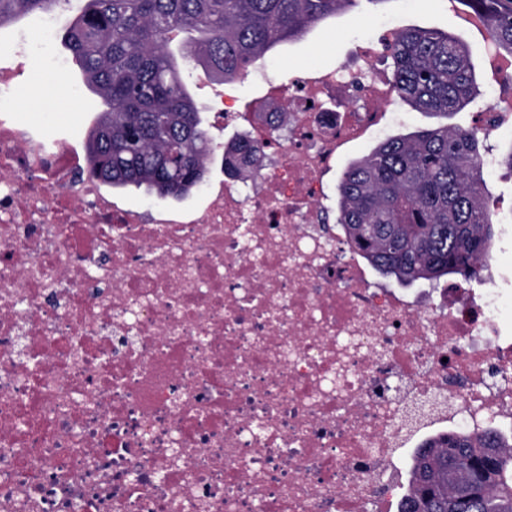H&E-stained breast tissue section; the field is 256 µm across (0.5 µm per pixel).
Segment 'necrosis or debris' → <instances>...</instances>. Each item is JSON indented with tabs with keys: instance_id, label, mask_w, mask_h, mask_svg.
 Wrapping results in <instances>:
<instances>
[{
	"instance_id": "obj_1",
	"label": "necrosis or debris",
	"mask_w": 512,
	"mask_h": 512,
	"mask_svg": "<svg viewBox=\"0 0 512 512\" xmlns=\"http://www.w3.org/2000/svg\"><path fill=\"white\" fill-rule=\"evenodd\" d=\"M397 30L249 111L217 92L257 156L184 208L104 192L0 65V512H391L415 440L512 427L502 289L386 288L325 219L395 122Z\"/></svg>"
}]
</instances>
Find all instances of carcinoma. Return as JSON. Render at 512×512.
Segmentation results:
<instances>
[{
	"mask_svg": "<svg viewBox=\"0 0 512 512\" xmlns=\"http://www.w3.org/2000/svg\"><path fill=\"white\" fill-rule=\"evenodd\" d=\"M62 0H0V17L47 14ZM355 0H83L61 37L107 111L90 134L87 173L116 187L146 186L161 200L198 186L216 152L183 78L193 61L231 83ZM480 9L495 52L512 57V0H455ZM399 99L448 116L477 90L465 45L432 28L403 27L387 48ZM256 149L224 150V173ZM482 143L440 125L389 137L349 163L337 186L336 223L374 270L403 284L448 275L481 281L495 208L485 196ZM412 489L400 512H512V451L490 431L448 434L416 453Z\"/></svg>",
	"mask_w": 512,
	"mask_h": 512,
	"instance_id": "carcinoma-1",
	"label": "carcinoma"
}]
</instances>
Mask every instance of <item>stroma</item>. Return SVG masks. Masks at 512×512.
Instances as JSON below:
<instances>
[{
    "label": "stroma",
    "mask_w": 512,
    "mask_h": 512,
    "mask_svg": "<svg viewBox=\"0 0 512 512\" xmlns=\"http://www.w3.org/2000/svg\"><path fill=\"white\" fill-rule=\"evenodd\" d=\"M459 9L448 0H360L347 13L316 26L304 39L272 50L264 62L270 83L284 84L300 68L324 67L349 62L365 24L389 18L400 26H420L465 37ZM73 15L61 11L46 40H37L40 17L28 16L17 26L33 34L34 42L19 46L15 59L20 64L12 104L18 118L29 123L47 142L69 141L86 148L89 130L103 111L100 98L81 83L78 71L67 63L61 34ZM44 86L41 99L31 100L29 89ZM486 191L498 212L494 226L491 268L483 269V281L512 289V172L500 169L486 179Z\"/></svg>",
    "instance_id": "obj_1"
}]
</instances>
